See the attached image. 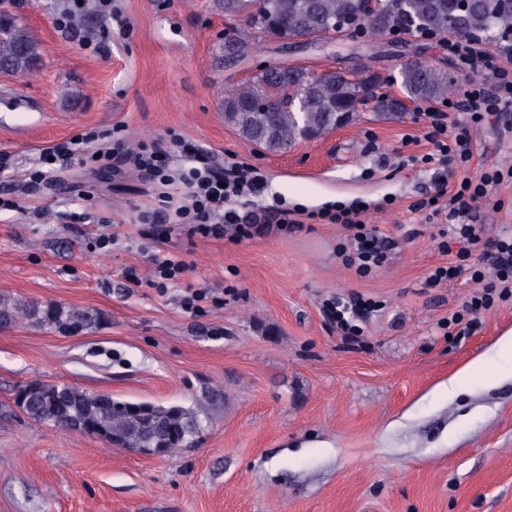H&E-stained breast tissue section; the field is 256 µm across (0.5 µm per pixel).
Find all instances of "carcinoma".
Returning <instances> with one entry per match:
<instances>
[{
    "label": "carcinoma",
    "instance_id": "carcinoma-1",
    "mask_svg": "<svg viewBox=\"0 0 512 512\" xmlns=\"http://www.w3.org/2000/svg\"><path fill=\"white\" fill-rule=\"evenodd\" d=\"M224 15L242 13L249 29L224 47L230 57L245 56L250 41L271 36L283 41L300 37L370 35L398 30L437 35L484 37L493 46L497 35L512 30V0H469L463 10L452 0H222ZM39 44L16 15L0 11V67L13 75L34 71ZM402 95L386 90L384 78L365 68L350 76L330 70L315 74L301 68L274 66L248 86L224 94V124L246 142L271 153H286L302 140L339 126L357 104L375 116L395 120L407 103L446 99L454 87L448 73L426 62L409 61L399 72ZM99 313L75 310L53 301L19 299L0 294V329L26 323L68 333L92 329ZM15 404L30 419L61 430L78 425L82 433L127 450L170 454L191 448L202 433L197 412L189 407L114 399L73 385L28 381L17 390Z\"/></svg>",
    "mask_w": 512,
    "mask_h": 512
}]
</instances>
